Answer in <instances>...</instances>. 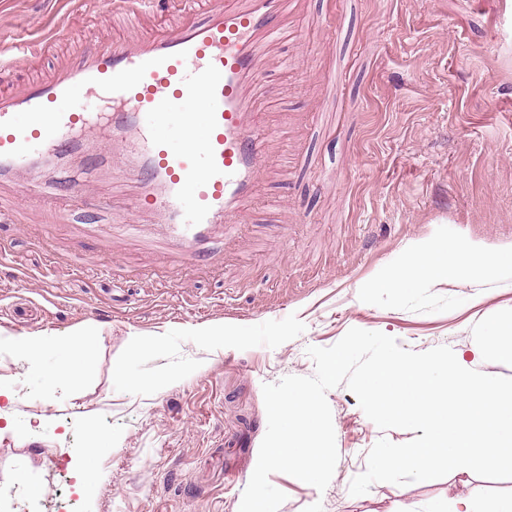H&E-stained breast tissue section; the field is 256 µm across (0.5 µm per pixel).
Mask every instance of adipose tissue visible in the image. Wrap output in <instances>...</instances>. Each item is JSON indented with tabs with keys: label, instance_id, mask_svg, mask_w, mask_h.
<instances>
[{
	"label": "adipose tissue",
	"instance_id": "1",
	"mask_svg": "<svg viewBox=\"0 0 512 512\" xmlns=\"http://www.w3.org/2000/svg\"><path fill=\"white\" fill-rule=\"evenodd\" d=\"M497 256L480 254L472 258L455 257L437 250H418L411 262L398 276L399 283H431L438 280H455L473 267L491 268ZM95 333L81 328L65 335H22L7 337L6 342L28 358L36 360L48 348H63L70 351L87 348Z\"/></svg>",
	"mask_w": 512,
	"mask_h": 512
}]
</instances>
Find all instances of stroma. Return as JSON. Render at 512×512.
I'll list each match as a JSON object with an SVG mask.
<instances>
[{
  "mask_svg": "<svg viewBox=\"0 0 512 512\" xmlns=\"http://www.w3.org/2000/svg\"><path fill=\"white\" fill-rule=\"evenodd\" d=\"M38 0H0V36L33 34ZM290 34L271 47L263 121L277 128L258 196L221 261L182 266L117 242L99 253L72 225L107 224L124 202L99 183L85 210L22 204L0 223L16 281L0 276V333L93 328L83 351L46 350L44 368L76 364L46 386L0 350V512H239L267 430L262 386L315 371L308 347L349 329L379 331L424 352L440 345L473 369L512 377L474 350L512 318V265L448 283L377 288L422 248L466 257L512 252V0H296ZM89 35L34 58L46 74ZM122 363L123 373L112 371ZM339 454L318 491L275 472L279 512H453L468 497L491 512L512 479L461 473L425 482L349 484L380 430L346 387L328 391ZM94 456H87L90 446ZM60 456L67 473L47 469ZM97 478L78 487V468Z\"/></svg>",
  "mask_w": 512,
  "mask_h": 512,
  "instance_id": "obj_1",
  "label": "stroma"
}]
</instances>
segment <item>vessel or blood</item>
<instances>
[{"instance_id":"1","label":"vessel or blood","mask_w":512,"mask_h":512,"mask_svg":"<svg viewBox=\"0 0 512 512\" xmlns=\"http://www.w3.org/2000/svg\"><path fill=\"white\" fill-rule=\"evenodd\" d=\"M64 11L29 40L0 47V69L69 37L74 15L103 13L120 38L84 43L45 79L0 89V189L60 213L83 205L109 178L127 206L111 223L77 231L108 253L116 240L189 263L212 259L214 241L237 231L260 183L267 130L258 123L269 94L266 50L288 35L293 0H61ZM92 96L107 107L61 112L57 103ZM193 104L180 125L195 151L170 146V109ZM27 125H19V114ZM155 215L139 220L141 212Z\"/></svg>"}]
</instances>
